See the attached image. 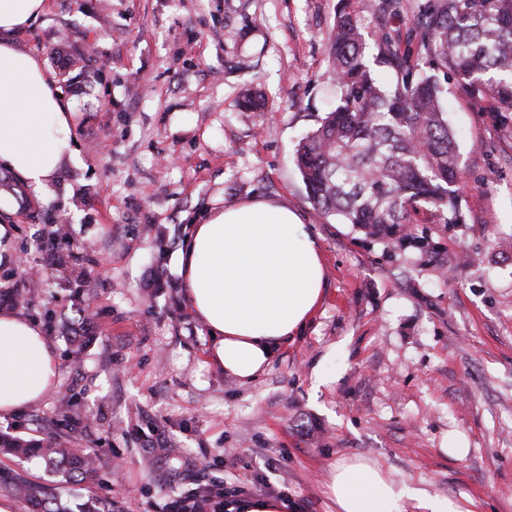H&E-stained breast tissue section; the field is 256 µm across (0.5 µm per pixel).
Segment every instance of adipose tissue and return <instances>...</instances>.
Listing matches in <instances>:
<instances>
[{"label": "adipose tissue", "instance_id": "adipose-tissue-1", "mask_svg": "<svg viewBox=\"0 0 512 512\" xmlns=\"http://www.w3.org/2000/svg\"><path fill=\"white\" fill-rule=\"evenodd\" d=\"M45 4L0 0V166L36 194L72 151L68 103L40 58L10 39ZM179 269L186 301L210 336L208 361L243 383L270 366L324 296L317 237L288 207L264 200L213 211L192 225ZM58 381L54 346L38 324L0 309V414L39 403ZM327 489L337 512H470L362 459L334 463Z\"/></svg>", "mask_w": 512, "mask_h": 512}]
</instances>
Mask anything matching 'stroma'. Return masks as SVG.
<instances>
[{
    "label": "stroma",
    "instance_id": "obj_1",
    "mask_svg": "<svg viewBox=\"0 0 512 512\" xmlns=\"http://www.w3.org/2000/svg\"><path fill=\"white\" fill-rule=\"evenodd\" d=\"M342 2L366 36L416 46L418 0L382 19L369 0H47L12 35L69 102L74 154L9 219L17 259L0 264V289H18L9 308L53 343L59 384L0 416V432L90 451L98 469L76 491L115 512H174L263 478L288 512H336L328 473L355 458L472 512H512V113L445 85L461 221L422 208L400 244L317 216L294 154L335 104ZM248 93L266 110L243 111ZM254 199L311 226L326 288L244 384L207 360L179 250L210 211ZM71 252L84 276L68 283L56 268ZM63 321L91 337L80 360ZM331 351L339 378L314 387Z\"/></svg>",
    "mask_w": 512,
    "mask_h": 512
}]
</instances>
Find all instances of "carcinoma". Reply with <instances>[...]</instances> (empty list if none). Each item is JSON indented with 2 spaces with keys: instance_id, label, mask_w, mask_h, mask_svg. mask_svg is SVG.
<instances>
[{
  "instance_id": "carcinoma-1",
  "label": "carcinoma",
  "mask_w": 512,
  "mask_h": 512,
  "mask_svg": "<svg viewBox=\"0 0 512 512\" xmlns=\"http://www.w3.org/2000/svg\"><path fill=\"white\" fill-rule=\"evenodd\" d=\"M401 0H374L373 14H397ZM417 59L386 33L375 39L374 61L395 72L381 87L366 55L365 32L347 9L329 37L335 108L302 141L296 165L318 215L338 216L371 238L407 240L406 225L424 206L457 208L459 154L441 108L435 71H451L472 94L512 112V0H424ZM0 451L36 457L48 478L31 482L0 472V491L24 500L30 512H110L92 497L66 498L63 489L91 477L97 459L64 440H24L0 433Z\"/></svg>"
}]
</instances>
